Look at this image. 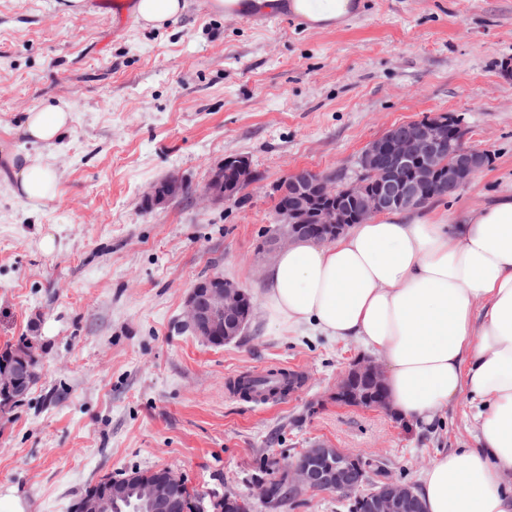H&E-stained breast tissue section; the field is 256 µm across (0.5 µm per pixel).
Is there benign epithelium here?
<instances>
[{
	"label": "benign epithelium",
	"instance_id": "1",
	"mask_svg": "<svg viewBox=\"0 0 512 512\" xmlns=\"http://www.w3.org/2000/svg\"><path fill=\"white\" fill-rule=\"evenodd\" d=\"M489 151L466 142V132L445 113L393 125L369 141L358 162L359 178L336 189V178L309 170H297L274 185L275 198L287 200L277 210L288 228L269 238L266 252L311 236L334 240L349 226L378 214L413 209L435 191L454 195L482 170ZM257 181L251 165L240 157L224 159L202 192L203 201H238V190ZM184 181L169 176L147 193L153 206L181 196ZM185 318L195 336L207 344L230 343L243 331L249 318V298L240 285L220 275L198 281L185 304ZM38 377L31 352L17 350L9 363L0 366V412L10 408L30 390ZM336 401L349 406L389 407L385 374L371 358L354 360L336 384ZM284 491L332 490L355 497L357 512H422L412 485L389 479L367 493L363 456L323 444L304 449L293 461L281 464ZM128 479L109 481V489L92 490L77 504V512H107L108 499ZM135 487L149 503L151 512H183L184 477L171 467H161Z\"/></svg>",
	"mask_w": 512,
	"mask_h": 512
}]
</instances>
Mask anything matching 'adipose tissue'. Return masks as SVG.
I'll use <instances>...</instances> for the list:
<instances>
[{"mask_svg":"<svg viewBox=\"0 0 512 512\" xmlns=\"http://www.w3.org/2000/svg\"><path fill=\"white\" fill-rule=\"evenodd\" d=\"M314 27H330L350 0H291ZM71 114L27 113L38 143L61 139ZM15 192L39 205L57 182L41 155L9 161ZM265 308L281 325H310L382 354L392 410L431 421L459 397L481 404L476 447L439 454L417 494L424 512H512V195L460 224L383 214L326 245L296 241L269 266Z\"/></svg>","mask_w":512,"mask_h":512,"instance_id":"1","label":"adipose tissue"}]
</instances>
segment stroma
Segmentation results:
<instances>
[{
    "label": "stroma",
    "instance_id": "35a3bbf8",
    "mask_svg": "<svg viewBox=\"0 0 512 512\" xmlns=\"http://www.w3.org/2000/svg\"><path fill=\"white\" fill-rule=\"evenodd\" d=\"M166 25H140L135 0H0V349L29 338L39 380L0 414V512H75L90 485L170 466L251 512H347L305 491L278 508L259 496L264 458L324 443L362 452L370 475L419 485L438 454L471 448L476 410L459 398L432 422L348 407L334 397L368 350L273 321L263 284L276 226L272 187L294 170L359 173L389 126L459 118L493 162L422 215L455 224L512 192V0H351L330 28L272 14L214 12L183 0ZM68 106L70 130L33 142L27 112ZM39 154L57 197L32 207L7 180L9 156ZM247 157L249 200L201 204L211 170ZM175 175L186 194L148 206ZM52 235L54 249L40 242ZM220 274L247 289L243 334L213 347L185 324L192 286ZM299 368L287 402L230 396L225 382Z\"/></svg>",
    "mask_w": 512,
    "mask_h": 512
}]
</instances>
